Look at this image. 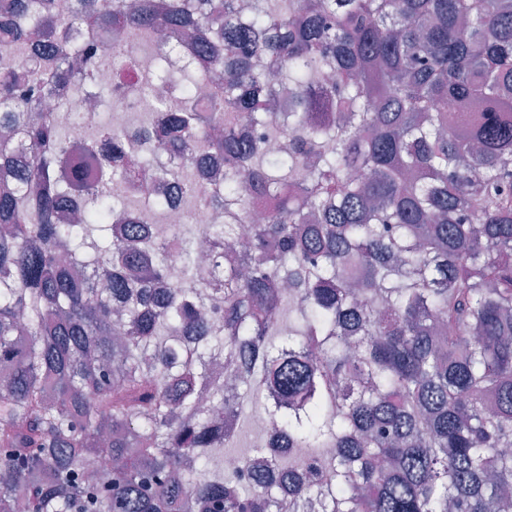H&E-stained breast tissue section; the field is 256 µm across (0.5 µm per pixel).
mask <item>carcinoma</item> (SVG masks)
I'll list each match as a JSON object with an SVG mask.
<instances>
[{
    "label": "carcinoma",
    "mask_w": 512,
    "mask_h": 512,
    "mask_svg": "<svg viewBox=\"0 0 512 512\" xmlns=\"http://www.w3.org/2000/svg\"><path fill=\"white\" fill-rule=\"evenodd\" d=\"M71 2L0 0V512H512V0Z\"/></svg>",
    "instance_id": "carcinoma-1"
}]
</instances>
